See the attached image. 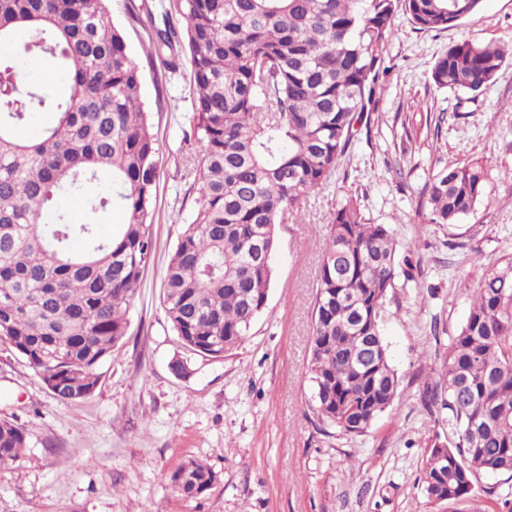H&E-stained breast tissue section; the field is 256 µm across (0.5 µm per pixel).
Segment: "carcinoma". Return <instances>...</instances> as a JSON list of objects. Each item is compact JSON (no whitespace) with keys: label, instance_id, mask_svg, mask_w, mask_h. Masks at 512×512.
Masks as SVG:
<instances>
[{"label":"carcinoma","instance_id":"carcinoma-1","mask_svg":"<svg viewBox=\"0 0 512 512\" xmlns=\"http://www.w3.org/2000/svg\"><path fill=\"white\" fill-rule=\"evenodd\" d=\"M397 1L421 32L456 26L484 2L175 0L184 31L168 12L153 29L149 56L170 73L190 68L191 134L202 144L195 208L162 286L167 321L190 351L220 358L237 349L264 310L277 226L329 186L355 123L371 111ZM107 2L0 0V44L27 33L15 59L0 64V341L61 401L97 388L152 258L159 146ZM508 55L496 42L452 44L432 84L477 94ZM42 110L54 112L52 124L21 137L27 115ZM485 182L479 162L440 169L419 191L427 223H458L483 199ZM62 193L82 196L83 219L45 221ZM116 204L124 222L103 238L99 220ZM413 268L386 225L363 222L349 201L334 211L313 309L310 407L342 434L368 433L396 397L382 310ZM443 365L424 405L448 432L430 445L421 479L429 501L452 509L482 476L512 482L511 260L481 280ZM26 445L24 428L0 419V468ZM172 481L198 497L216 474L190 460Z\"/></svg>","mask_w":512,"mask_h":512}]
</instances>
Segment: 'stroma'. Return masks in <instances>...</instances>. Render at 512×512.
<instances>
[{
	"label": "stroma",
	"instance_id": "35a3bbf8",
	"mask_svg": "<svg viewBox=\"0 0 512 512\" xmlns=\"http://www.w3.org/2000/svg\"><path fill=\"white\" fill-rule=\"evenodd\" d=\"M110 0L142 76L143 103L159 143L152 221L154 259L129 310L123 346L98 373L94 393L56 399L28 365L0 346V418L21 424V460L0 471V512H448L424 494L421 470L445 435L422 405L445 349L478 284L512 259V62L472 96L439 92L431 69L449 44L512 45V0H484L459 25L421 32L397 11L385 51L389 72L370 112L356 122L329 186L306 197L278 228L264 313L245 341L221 358L186 349L165 316L161 286L183 224L201 150L190 135L187 69L163 72L146 45L151 18L170 0H142L135 21ZM480 162L485 195L456 224H429L418 191L438 169ZM353 201L370 224L387 225L413 279L390 292L382 324L399 385L365 436L324 426L309 408L312 309L325 226ZM187 362L188 377L171 370ZM217 475L186 498L171 476L187 460Z\"/></svg>",
	"mask_w": 512,
	"mask_h": 512
}]
</instances>
